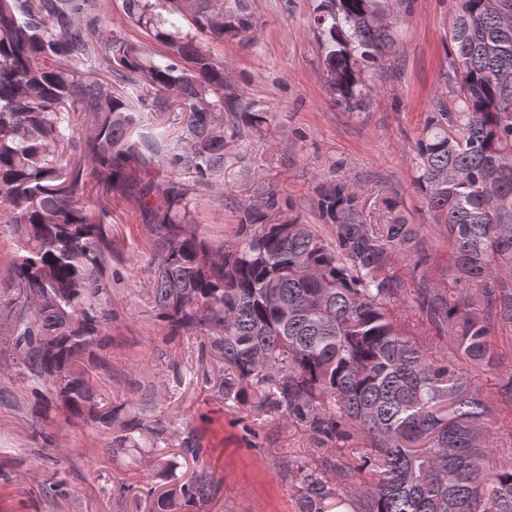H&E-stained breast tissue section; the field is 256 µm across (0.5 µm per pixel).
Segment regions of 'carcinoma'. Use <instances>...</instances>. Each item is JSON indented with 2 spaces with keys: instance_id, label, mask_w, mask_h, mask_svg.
<instances>
[{
  "instance_id": "cac0c4a2",
  "label": "carcinoma",
  "mask_w": 512,
  "mask_h": 512,
  "mask_svg": "<svg viewBox=\"0 0 512 512\" xmlns=\"http://www.w3.org/2000/svg\"><path fill=\"white\" fill-rule=\"evenodd\" d=\"M456 4L454 106L436 101L414 144L432 223H413L383 197L378 207L392 218L374 224L336 178L314 198L330 240L297 216L271 224L246 208L237 240L211 246L193 230L186 185L159 183L153 170L212 188L244 127L263 121L200 42L248 32L244 0H122L161 52L103 36L97 0H0V224L15 242L0 374L25 388L0 387V402L22 396L37 419L84 417L114 450L173 444L177 418L131 403L98 413L77 367L104 344L112 318L103 218L121 194L139 201L163 242L151 277L157 317L171 341L206 332L224 359V401L304 422L328 440L365 437L339 487L316 467H293L295 512H512V463L484 468L495 404L512 408V373L488 389L459 368L462 359L487 370L497 334L512 332V0ZM391 10L409 12V0H316L311 27L327 84L351 111L370 96L365 74L394 46L393 25L378 23ZM129 82L140 88L136 105L122 91ZM145 112L179 113L181 135L164 126L139 134ZM431 234L448 238L446 288L432 275ZM399 258L413 276V307L453 355L415 345L389 310L404 288L390 273ZM179 448L194 461L206 453L192 430ZM218 484L203 466L159 497L156 512H177L180 501L203 508Z\"/></svg>"
}]
</instances>
